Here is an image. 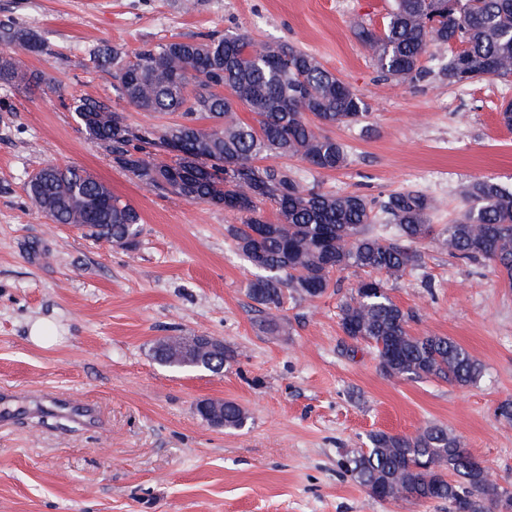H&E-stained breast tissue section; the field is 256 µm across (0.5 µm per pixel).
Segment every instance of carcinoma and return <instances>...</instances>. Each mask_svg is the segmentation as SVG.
<instances>
[{"instance_id": "1", "label": "carcinoma", "mask_w": 512, "mask_h": 512, "mask_svg": "<svg viewBox=\"0 0 512 512\" xmlns=\"http://www.w3.org/2000/svg\"><path fill=\"white\" fill-rule=\"evenodd\" d=\"M355 35L381 75L402 84L425 79L421 58L432 46L451 49L439 69L450 86L487 78L512 83V0H392L381 29L362 25ZM46 51L31 29L1 18L0 85L19 91L50 85L26 64ZM90 58L112 69L116 99L78 97L69 110L146 186L238 216L240 223L227 233L264 271L249 294L270 329L279 328L286 297L318 298L331 288L333 273L356 268L370 277L341 300V329L374 348L386 373L462 385L480 378L481 365L460 345L410 332V314L392 300L379 275L402 278L422 260L417 244L429 239L454 256L493 264L512 288V191L485 179L467 184L462 194L469 206L437 229L430 224L434 203L419 191L394 192L378 205L355 192L303 185L274 160L298 158L319 172L346 167V147L325 128L365 121L370 105L313 54L291 44L213 33L172 37L131 55L120 46L97 48ZM118 101L176 119L134 130L115 108ZM240 107L252 112L253 122L238 118ZM151 148L172 154L171 161L150 156ZM27 193L56 224L85 226L121 247L124 237L140 234L136 209L80 168L45 166L30 176ZM268 204L272 219L264 215ZM381 213L396 234L374 230ZM255 224L264 225L259 238L251 234ZM197 357L220 373L237 354L226 348L219 357L205 351ZM247 421L238 404L224 402L225 429L239 430ZM369 441L342 466L379 500L446 501L451 512L460 503L465 512L512 505V493L489 471H473L460 440L445 428L425 426L410 436L380 431Z\"/></svg>"}]
</instances>
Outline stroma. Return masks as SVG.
Listing matches in <instances>:
<instances>
[{
	"instance_id": "1",
	"label": "stroma",
	"mask_w": 512,
	"mask_h": 512,
	"mask_svg": "<svg viewBox=\"0 0 512 512\" xmlns=\"http://www.w3.org/2000/svg\"><path fill=\"white\" fill-rule=\"evenodd\" d=\"M0 0L47 44L31 69L52 88L0 87V512H448L447 503L385 502L339 462L370 433L445 427L512 492V289L487 262L426 242L422 260L389 294L413 333L446 336L482 365L476 383L387 374L374 350L344 335L339 304L360 279L287 300L266 331L248 288L258 271L233 247L223 208L144 186L82 130L71 97L112 96V76L89 51L135 52L174 35L232 31L288 42L315 55L371 106L366 124L329 128L345 168L320 172L289 159L306 186L382 200L418 190L436 227L468 206L479 178L512 189V131L498 122L512 84L464 88L430 77L404 85L380 76L356 39L380 25L390 0ZM93 174L141 216L135 248L88 228L53 223L26 194L47 165ZM54 326L49 347L33 322ZM212 336L234 349L223 373H177L153 358L163 336ZM231 400L247 426H210L196 406Z\"/></svg>"
}]
</instances>
